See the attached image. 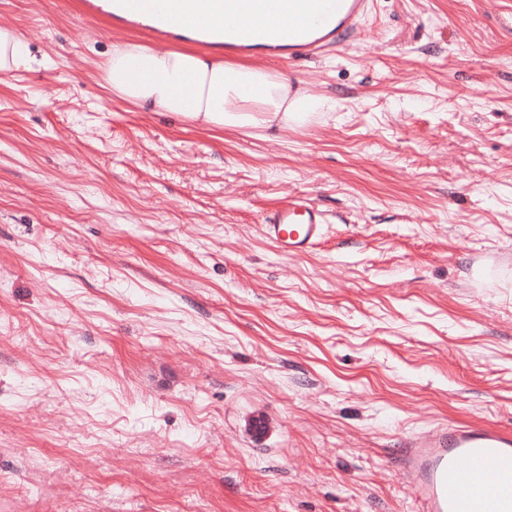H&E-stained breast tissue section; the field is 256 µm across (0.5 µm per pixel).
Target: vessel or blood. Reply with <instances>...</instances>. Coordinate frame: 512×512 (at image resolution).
Instances as JSON below:
<instances>
[{"label": "vessel or blood", "mask_w": 512, "mask_h": 512, "mask_svg": "<svg viewBox=\"0 0 512 512\" xmlns=\"http://www.w3.org/2000/svg\"><path fill=\"white\" fill-rule=\"evenodd\" d=\"M175 14L183 27L229 18L234 48L288 43L314 52L345 41L367 11L368 0H143ZM292 17L284 25L283 17ZM325 217L305 200L276 208L262 233L289 254L305 253L323 237ZM419 512H512V432L493 425L454 422L413 438L401 459Z\"/></svg>", "instance_id": "vessel-or-blood-1"}]
</instances>
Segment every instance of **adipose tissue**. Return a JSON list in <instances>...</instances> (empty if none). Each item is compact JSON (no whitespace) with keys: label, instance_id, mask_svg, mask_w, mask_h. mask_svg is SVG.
<instances>
[{"label":"adipose tissue","instance_id":"ef3b65f1","mask_svg":"<svg viewBox=\"0 0 512 512\" xmlns=\"http://www.w3.org/2000/svg\"><path fill=\"white\" fill-rule=\"evenodd\" d=\"M47 64L14 26L0 21V73ZM101 70L112 95L138 111L167 112L203 128H285L336 109L335 99L310 96L283 73L191 47L116 43Z\"/></svg>","mask_w":512,"mask_h":512}]
</instances>
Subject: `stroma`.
<instances>
[{"label": "stroma", "mask_w": 512, "mask_h": 512, "mask_svg": "<svg viewBox=\"0 0 512 512\" xmlns=\"http://www.w3.org/2000/svg\"><path fill=\"white\" fill-rule=\"evenodd\" d=\"M0 20L52 61L0 80V512H417L412 436L512 431V0H372L279 132L112 98L157 38L82 0ZM325 217L303 199L276 208L261 226L262 233L289 254L306 253L323 237Z\"/></svg>", "instance_id": "35a3bbf8"}]
</instances>
